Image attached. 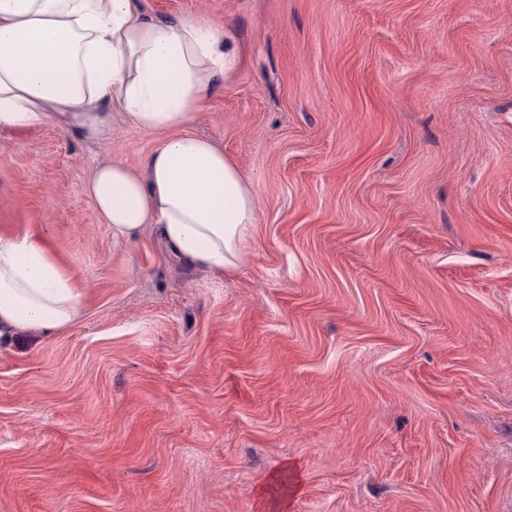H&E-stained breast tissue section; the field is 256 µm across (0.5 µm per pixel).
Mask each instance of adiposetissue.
Here are the masks:
<instances>
[{"instance_id": "1", "label": "adipose tissue", "mask_w": 512, "mask_h": 512, "mask_svg": "<svg viewBox=\"0 0 512 512\" xmlns=\"http://www.w3.org/2000/svg\"><path fill=\"white\" fill-rule=\"evenodd\" d=\"M241 64L231 34L202 16L157 19L137 0H0V125L53 120L96 137L119 116L162 133L143 169L102 164L86 191L113 239L153 230L174 261L217 274L242 264L258 193L190 127ZM83 295L42 235H0V336L59 335Z\"/></svg>"}]
</instances>
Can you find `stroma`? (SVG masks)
Segmentation results:
<instances>
[{
	"mask_svg": "<svg viewBox=\"0 0 512 512\" xmlns=\"http://www.w3.org/2000/svg\"><path fill=\"white\" fill-rule=\"evenodd\" d=\"M243 65L191 130L257 186L244 263L113 240L160 134L0 126V233L86 288L0 339V512H512V0H139Z\"/></svg>",
	"mask_w": 512,
	"mask_h": 512,
	"instance_id": "1",
	"label": "stroma"
}]
</instances>
